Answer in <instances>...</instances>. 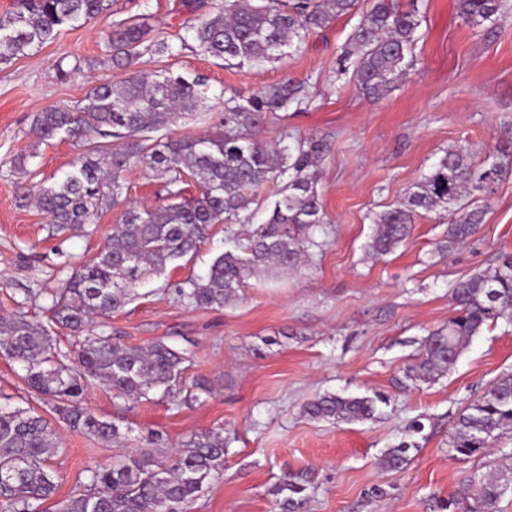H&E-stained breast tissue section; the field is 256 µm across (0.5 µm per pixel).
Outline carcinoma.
Returning <instances> with one entry per match:
<instances>
[{
	"mask_svg": "<svg viewBox=\"0 0 512 512\" xmlns=\"http://www.w3.org/2000/svg\"><path fill=\"white\" fill-rule=\"evenodd\" d=\"M356 5L357 0H215L204 18L186 27L178 46L166 37L148 38L150 29L137 16L117 21L106 44L112 67L124 70L121 77L93 86L76 105L35 116L32 133L38 142L69 139L84 147L61 179L18 194L21 205L33 203L46 213L56 232L81 233L100 212L120 204L121 175L132 166L164 179L169 199L152 208L127 205L98 254L51 295L47 321L18 312L0 315V355L24 364L28 392L46 400L50 413L68 428L120 443L116 424L86 406L88 389L100 384L125 403L156 393L173 400L191 352L161 338L127 345L103 333L64 350L53 337L55 329L78 335L92 319L112 318L135 299L137 286L195 254L217 224L251 228L212 261L205 276L177 288L197 309L224 307L247 280L271 270L301 268L325 245L317 235L327 234L318 190L323 141L304 137L282 144L257 135L279 111L306 97L305 85L286 80L238 93L217 103L204 133L175 137L170 126L196 112L207 98V82L170 70L135 71L132 65L146 54L173 57L187 47L224 60L227 67L279 60L299 51L309 32L354 12ZM109 6L110 0H19L0 16V65L38 51L63 28L82 26ZM499 8V0H458L460 14L471 23L491 19ZM420 25L417 7L402 10L393 0H375L361 16L339 61L353 64L364 97L380 100L402 79ZM511 170L504 154L477 164L466 150L448 149L396 206L374 214L370 250L376 256L393 251L420 212L445 211L455 220L437 248L451 253L478 231L485 202ZM285 177L287 183L279 186ZM189 180L198 193L185 198L182 184ZM268 187L272 214L266 223L254 224L249 206ZM452 299L455 314L428 333L410 380L443 376L483 325L512 313V254L457 282ZM380 402L385 399L325 393L310 401L305 413L333 423L364 422L380 414ZM510 433L512 374H505L459 414L449 448L458 460L484 457L493 441ZM58 449L48 418L0 404V512H41L58 487L48 464ZM225 451L219 431L194 435L170 452L155 438L150 448L130 449L120 461L86 468V481L61 512H185L203 486L221 475ZM408 451L405 443L389 448L382 464L400 469L409 461ZM508 460L503 457L492 471L474 474L448 498L436 499L433 512H497L500 475L512 470ZM305 491L290 478L280 483L275 490L280 512H306Z\"/></svg>",
	"mask_w": 512,
	"mask_h": 512,
	"instance_id": "1",
	"label": "carcinoma"
}]
</instances>
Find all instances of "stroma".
<instances>
[{
	"instance_id": "stroma-1",
	"label": "stroma",
	"mask_w": 512,
	"mask_h": 512,
	"mask_svg": "<svg viewBox=\"0 0 512 512\" xmlns=\"http://www.w3.org/2000/svg\"><path fill=\"white\" fill-rule=\"evenodd\" d=\"M213 0H111L91 23L63 30L40 51L0 65V312L46 318L50 294L80 262L94 257L112 232L117 209L104 210L89 235L52 233L44 213L17 202V189L63 177L82 153L75 142L36 143L35 115L77 104L94 84L111 80L105 61L113 22L143 15L152 35L177 39ZM423 17L413 61L396 88L373 102L357 90L338 56L373 0L355 13L311 32L300 52L258 66L225 67L223 60L186 48L173 57H142L138 70L172 68L205 75L210 97L229 98L286 79L305 83L307 102L289 105L268 122L263 137L291 134L323 140L319 193L327 243L314 263L279 277L250 279L223 308H192L176 294L188 278L204 275L231 246L232 229L216 225L191 258L138 287L137 298L107 322L106 334L141 344L188 336L195 345L176 401L152 397L114 406L103 386L87 405L119 425L121 444L100 442L62 428V447L50 461L57 499L78 487L80 474L112 463L162 434L176 448L191 434L219 431L227 451L222 479L209 484L188 512H278L274 489L294 475L309 495L308 512H430L434 498L451 494L475 472L512 449L496 441L482 459L459 461L448 448L458 415L498 377L512 373V321L483 326L453 368L437 381L408 380L429 331L454 313L451 291L470 275L512 254V173L488 203L477 236L452 254L438 251L452 217L422 214L391 253L368 249L373 213L396 205L448 148L468 147L474 159L512 147V0H501L493 20L476 25L457 0H399ZM72 69L59 79L55 66ZM26 155L24 168L14 160ZM124 201L161 205L163 181L134 166L123 175ZM20 363L0 356V402L47 414L31 397ZM208 380L199 392L195 379ZM332 392L386 400L381 414L355 423L309 418L304 406ZM410 444V463L384 468L381 456ZM381 496H373V489Z\"/></svg>"
}]
</instances>
